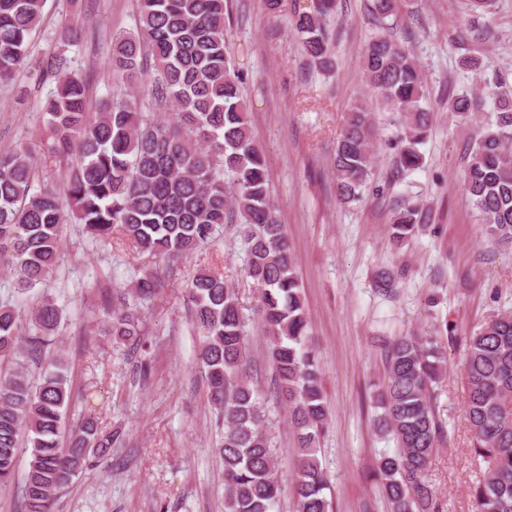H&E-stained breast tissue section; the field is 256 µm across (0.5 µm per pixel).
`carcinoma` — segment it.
Instances as JSON below:
<instances>
[{
  "label": "carcinoma",
  "mask_w": 512,
  "mask_h": 512,
  "mask_svg": "<svg viewBox=\"0 0 512 512\" xmlns=\"http://www.w3.org/2000/svg\"><path fill=\"white\" fill-rule=\"evenodd\" d=\"M46 0H0V87L31 65L30 40ZM136 31L112 35L108 66L130 87L154 99L173 119L141 112L135 95L88 107L85 82L66 70L63 55L36 66L55 89L41 102L45 128L67 167L63 190L35 185L22 145L0 151V270L22 292L42 288L57 273L66 224H81L95 240L122 235L136 253L137 301L161 288L157 265L188 258L238 220L246 245L245 273L258 288V314L271 339L273 383L295 432L299 462L293 481L298 512H329L318 452L328 421L319 362L288 238L275 215L265 157L251 133L240 95L241 75L226 51L225 0H137ZM336 0H317L294 19L309 61L331 66L327 20ZM363 78L391 110L403 115L395 164L422 166L419 146L429 137L432 112L415 56L385 35L363 51ZM493 112L468 153L464 191L491 241L512 248V90L485 81ZM482 99L448 97V111L467 118ZM376 127L370 104L349 105L332 163L336 196L359 201L372 181ZM431 221V209L404 199L389 227L400 245ZM192 322L205 337L198 365L207 398L224 425L215 448L224 466V512H276L282 493L266 428L264 399L246 373L245 318L238 291L224 276L201 269L187 285ZM64 309L42 297L30 318L0 302V489L17 475L20 437L30 459L21 485L24 512H51L92 457L119 446L120 433L101 430L90 415L60 441L71 405L68 362L53 359L32 381L23 359L56 342ZM112 338L145 344L141 317L112 312ZM442 330L395 336L381 344L384 379L375 385L373 426L396 443L380 455L372 477L391 512H438L425 480L444 427L433 401L446 358ZM463 413L474 455L486 468L471 489L475 512H512V311L504 310L466 340Z\"/></svg>",
  "instance_id": "carcinoma-1"
}]
</instances>
